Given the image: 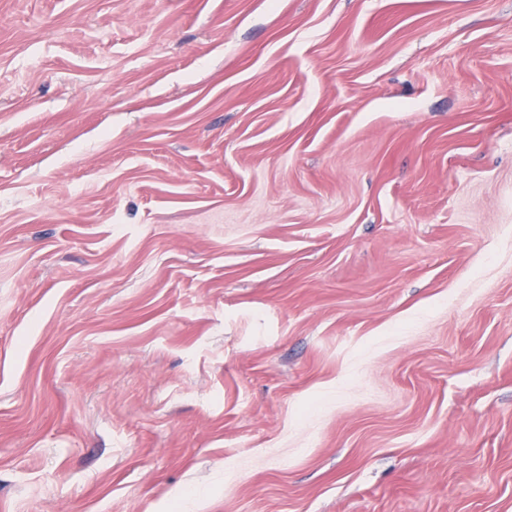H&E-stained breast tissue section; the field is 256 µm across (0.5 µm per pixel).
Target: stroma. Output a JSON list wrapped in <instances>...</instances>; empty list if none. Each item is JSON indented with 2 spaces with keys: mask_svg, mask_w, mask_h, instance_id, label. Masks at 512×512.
Here are the masks:
<instances>
[{
  "mask_svg": "<svg viewBox=\"0 0 512 512\" xmlns=\"http://www.w3.org/2000/svg\"><path fill=\"white\" fill-rule=\"evenodd\" d=\"M0 512H512V0H0Z\"/></svg>",
  "mask_w": 512,
  "mask_h": 512,
  "instance_id": "stroma-1",
  "label": "stroma"
}]
</instances>
